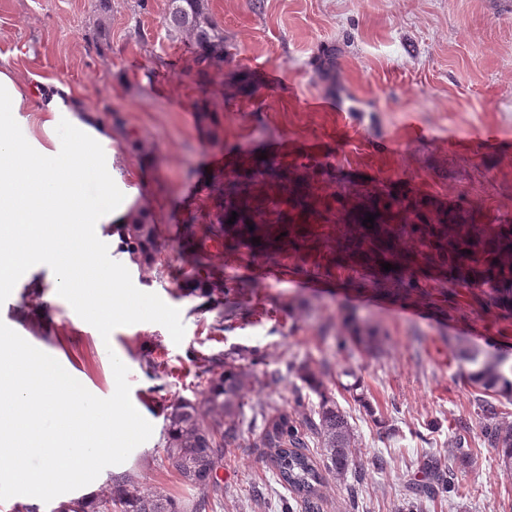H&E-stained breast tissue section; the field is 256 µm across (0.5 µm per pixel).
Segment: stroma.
I'll list each match as a JSON object with an SVG mask.
<instances>
[{"label": "stroma", "mask_w": 512, "mask_h": 512, "mask_svg": "<svg viewBox=\"0 0 512 512\" xmlns=\"http://www.w3.org/2000/svg\"><path fill=\"white\" fill-rule=\"evenodd\" d=\"M93 0H0V59L28 85L59 80L78 88L108 126L135 127L141 147L113 137V167L142 173L138 212L159 227L174 267L127 262L134 285L179 309L181 343L157 323L114 329L109 339L81 319L54 290L53 269L37 261L0 286V321L81 379L100 398L115 380L111 356L127 360L130 398L153 426L143 450L121 467L141 490L184 501L198 495L163 453L164 401L201 400L202 385L189 351L209 355L233 346L256 348L269 368L327 362L325 378L355 434L359 471L327 479L321 512H402L410 487L430 455L447 456L464 434L471 458L450 464L447 497L423 501L419 512H512V468L500 464L483 438L487 424L474 410V391L459 361L465 344L488 357L512 360V310L477 290L385 288L377 259L345 267L333 259L345 225L340 213L309 225L308 248L271 250L256 261L247 250L228 254L210 246L209 265L246 281L244 301L280 306L272 316L230 321L210 332L216 312L181 288L179 266L190 261L191 217L208 212L214 197L205 182L222 174L224 152L244 146L276 156L281 169L327 171L318 188L365 193L398 190L472 215L479 224H512V0H210L224 28L229 62L225 83L246 75L250 97L224 100L219 138L207 137L191 108L187 43L171 41L166 0H112L111 48L90 49ZM325 49L336 52V87L317 76ZM153 70L152 82L133 76ZM490 132L497 146L477 147ZM320 279L310 287V279ZM404 305L400 317L391 305ZM357 309L388 333L382 354L340 351L324 324ZM167 362L171 375L149 378L146 359ZM362 382L374 407L397 430L381 439L368 413L342 388L347 374ZM245 430L241 447L225 449L217 471L213 512H304L296 494L277 484L265 449Z\"/></svg>", "instance_id": "obj_1"}]
</instances>
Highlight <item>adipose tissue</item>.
<instances>
[{
    "label": "adipose tissue",
    "mask_w": 512,
    "mask_h": 512,
    "mask_svg": "<svg viewBox=\"0 0 512 512\" xmlns=\"http://www.w3.org/2000/svg\"><path fill=\"white\" fill-rule=\"evenodd\" d=\"M111 141L78 91L58 81L30 89L0 67V234L16 240L0 247V284L21 258H42L55 263L56 288L69 290L73 268L94 267L86 225L129 223L135 192L112 178ZM90 179L98 192L89 199Z\"/></svg>",
    "instance_id": "ef3b65f1"
}]
</instances>
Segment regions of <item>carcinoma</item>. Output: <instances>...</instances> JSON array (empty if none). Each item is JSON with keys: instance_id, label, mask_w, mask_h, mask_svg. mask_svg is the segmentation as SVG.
<instances>
[{"instance_id": "obj_1", "label": "carcinoma", "mask_w": 512, "mask_h": 512, "mask_svg": "<svg viewBox=\"0 0 512 512\" xmlns=\"http://www.w3.org/2000/svg\"><path fill=\"white\" fill-rule=\"evenodd\" d=\"M94 11L99 23L87 33V40L99 52L109 41L105 22L112 13V0H94ZM165 20L171 39L184 38L193 47L191 70L197 82V120L207 135L217 137L220 126L210 85L224 72V28L215 20L209 0H168ZM209 192L220 197L219 204L193 217L207 224L203 237L194 243L202 252L208 243L220 244L229 237L234 241L231 250L244 243L266 250L288 244L298 251L303 247L300 238L304 237L298 225L329 222L328 214L335 202L345 210L344 223L351 225V237L364 236L371 240L374 251L394 255V262L404 271V276L395 279L396 287H418L413 254L397 249L399 237L411 236L428 243L438 255L434 283L443 288L487 286L501 307H512V224L476 225L467 215L434 210L423 200L402 198L392 192L366 196L344 189L330 203L315 192L313 177L288 178L269 158H252L246 166H235L232 179L214 178ZM234 212L237 217L230 224L228 219ZM370 214L375 215L372 229L363 225ZM124 233L132 254L145 262L158 261L161 267L167 266L161 258L157 225L136 220L124 225ZM254 238L260 239V244L252 243ZM474 246L480 247L478 257L468 253ZM181 281L190 294L205 299V306L219 311V323L210 326L211 330L220 332L224 322L240 318V308L233 303L244 291L238 278H217L200 260L182 273ZM383 336L380 327L350 313L343 317L336 339L341 350L376 356L382 350ZM459 357L473 367L469 381L484 394V398L477 399V408L492 421L485 427L484 437L501 464L512 468V424L499 420L497 405L486 399L491 392L512 398V364L482 359L479 351L467 347L459 349ZM192 362L208 375L203 399L196 402L177 397L167 404L163 448L183 480L201 490L191 509L184 510L169 496L142 492L127 478L107 494L61 501L50 512H206L207 490L217 486V464L223 459L224 449L241 439L247 408L253 413L252 421H261L259 447L273 450L270 458L278 483L302 498L305 512H320L319 488L326 477L342 476L357 466L352 451L354 434L323 380L324 373L309 362L287 365V372L295 374L303 387L319 398L317 409L308 414L300 390L294 395L290 412L249 404L247 391L255 382V368L265 364V357L256 350L232 347ZM344 390L362 408L374 413L359 382L345 385ZM311 435L319 436L325 448L321 466L306 452ZM445 468L440 458L427 460L424 482L414 485V500H430L449 492Z\"/></svg>"}]
</instances>
